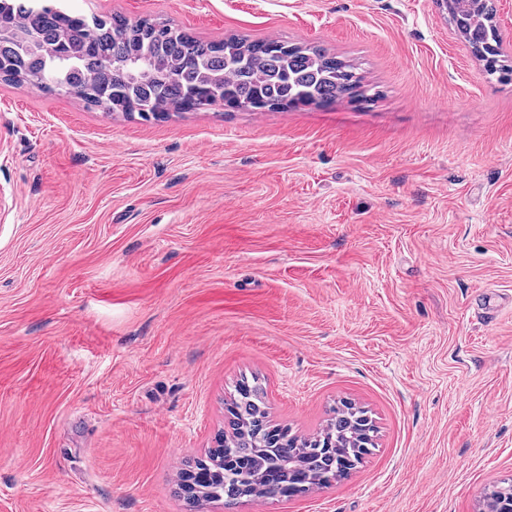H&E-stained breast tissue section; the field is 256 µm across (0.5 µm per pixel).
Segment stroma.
Listing matches in <instances>:
<instances>
[{"label":"stroma","instance_id":"35a3bbf8","mask_svg":"<svg viewBox=\"0 0 512 512\" xmlns=\"http://www.w3.org/2000/svg\"><path fill=\"white\" fill-rule=\"evenodd\" d=\"M65 5L319 45L378 98L144 119L0 81V512H479L512 480V81L434 0ZM244 376L300 435L366 409L376 448L190 507Z\"/></svg>","mask_w":512,"mask_h":512}]
</instances>
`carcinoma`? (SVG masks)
<instances>
[{"mask_svg":"<svg viewBox=\"0 0 512 512\" xmlns=\"http://www.w3.org/2000/svg\"><path fill=\"white\" fill-rule=\"evenodd\" d=\"M493 0H448V23L484 62L489 76L512 78L493 25ZM0 17L15 28L31 26L41 41L62 46L64 58L27 53L12 38H0V58L12 64L6 82H27L43 73L37 85L46 94H65L98 106L93 91L110 85L122 100L132 98L148 113L193 111L218 104L216 90L238 110H273L283 106L326 105L356 91L373 101L370 87L357 68L317 47L288 45L278 40L229 38L203 40L166 23L143 19L129 22L120 14L88 17L68 11L59 0H0ZM137 60L143 65L135 84L119 81L108 60ZM234 433L224 447L194 463L203 479L190 497L231 506L242 497L290 499L288 483L295 472L323 487L340 479L336 472L361 461V442L374 443L375 427L366 411L338 408L316 434L302 437L269 420L266 394L259 386L241 383L228 404Z\"/></svg>","mask_w":512,"mask_h":512,"instance_id":"1","label":"carcinoma"}]
</instances>
